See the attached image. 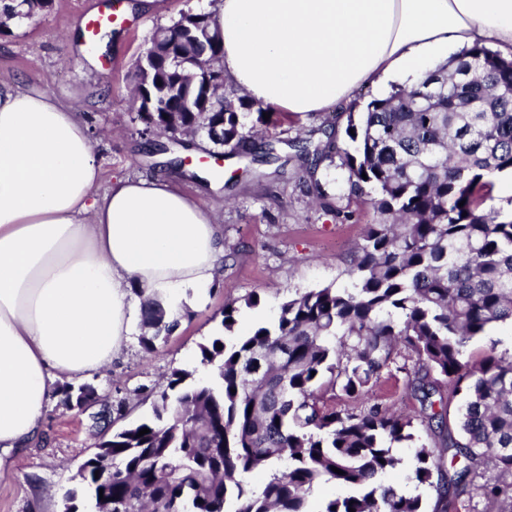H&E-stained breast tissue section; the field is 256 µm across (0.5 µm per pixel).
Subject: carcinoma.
<instances>
[{"mask_svg":"<svg viewBox=\"0 0 512 512\" xmlns=\"http://www.w3.org/2000/svg\"><path fill=\"white\" fill-rule=\"evenodd\" d=\"M0 3L1 28L47 10L38 0ZM178 41L175 30L157 28L144 55L158 64L134 66V91L154 97L152 111L136 107L138 118L168 133L174 116L181 134L213 126L224 134L214 145L252 153L254 132L241 120L249 98L230 92L222 110L210 97L188 112L171 93L194 75L215 92L224 87L220 40L177 49ZM470 63L481 112L453 104L455 75ZM345 136L354 152L328 148L342 157L349 194L374 193L376 215L350 259L352 286L299 293L274 321L241 334L239 308L224 306L222 331L200 346L214 379L173 369L152 416L112 432L107 460H87L68 499L82 496L96 512H314L310 496L333 483L353 493L320 512H427L421 496L378 482L400 463L393 445L413 440L412 421L378 402L342 412L324 401L328 392L364 399L402 359L414 362L407 377L419 420L442 439L440 448L416 449L408 480L432 487L437 474L442 487L487 501L485 512H512V357L490 353L477 369L463 360L471 339L512 321V213L486 206L495 178L512 172V59L465 50L417 84L372 99ZM142 325L148 353L178 327L155 302L143 303ZM96 393L64 385L60 403L78 406ZM449 394L465 398L456 437ZM482 466L497 478L479 482ZM273 467L280 473L258 490L246 484Z\"/></svg>","mask_w":512,"mask_h":512,"instance_id":"obj_1","label":"carcinoma"}]
</instances>
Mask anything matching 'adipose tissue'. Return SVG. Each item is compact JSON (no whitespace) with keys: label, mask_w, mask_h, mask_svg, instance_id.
Instances as JSON below:
<instances>
[{"label":"adipose tissue","mask_w":512,"mask_h":512,"mask_svg":"<svg viewBox=\"0 0 512 512\" xmlns=\"http://www.w3.org/2000/svg\"><path fill=\"white\" fill-rule=\"evenodd\" d=\"M212 29L228 88L299 115L415 84L476 45L512 50V0H221ZM99 183L76 108L0 86V478L61 384L120 352L143 302L178 320L221 280L224 233L199 199L157 178Z\"/></svg>","instance_id":"1"}]
</instances>
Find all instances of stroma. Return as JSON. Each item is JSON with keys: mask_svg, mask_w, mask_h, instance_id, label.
Listing matches in <instances>:
<instances>
[{"mask_svg": "<svg viewBox=\"0 0 512 512\" xmlns=\"http://www.w3.org/2000/svg\"><path fill=\"white\" fill-rule=\"evenodd\" d=\"M99 0H55L53 9L0 35V85L37 89L77 104L89 126L101 166L100 190L118 177L175 176L176 186L200 197L224 229V276L205 306L190 309L178 328L157 342L152 353L133 329L123 352L88 382L111 401H124L122 427L152 412L146 389L162 392L172 369H197L210 379L211 369L199 365V346L220 328L224 307L239 306V326L247 329L272 321L280 304L295 294L326 286L351 284L349 261L374 213L368 196L349 197L340 156L323 160L308 171L298 156L295 139L308 148L328 140L347 146V114L330 105L315 114L293 116L291 123L261 126L274 147L265 162L236 154L217 160L209 140L196 136L179 144L167 135H143L131 105L129 74L158 26L171 24L189 9L209 12L213 0H159L150 12L133 16L109 30L97 50L83 45L84 12ZM323 198H315V188ZM257 296V307L244 300ZM512 357V323L492 324L486 335L472 339L466 360L480 363L489 351ZM415 439L395 445L398 468L384 483L401 492L422 495L427 505L435 489L408 480L417 446L434 445L435 437L421 423ZM102 437L87 414L51 399L42 438L25 453L12 456L11 473L0 479V512H61L64 491L75 484L79 465Z\"/></svg>", "mask_w": 512, "mask_h": 512, "instance_id": "1", "label": "stroma"}]
</instances>
